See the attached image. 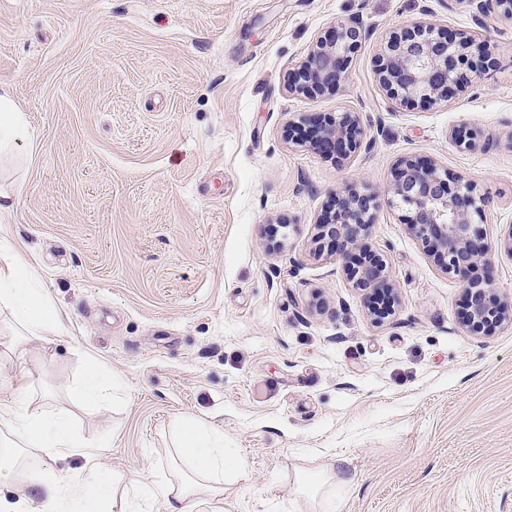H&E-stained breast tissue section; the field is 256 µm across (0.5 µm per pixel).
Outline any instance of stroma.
<instances>
[{
	"instance_id": "stroma-1",
	"label": "stroma",
	"mask_w": 512,
	"mask_h": 512,
	"mask_svg": "<svg viewBox=\"0 0 512 512\" xmlns=\"http://www.w3.org/2000/svg\"><path fill=\"white\" fill-rule=\"evenodd\" d=\"M433 14L483 30L495 63L447 105L391 99L389 36ZM370 36L335 92L288 91L317 37ZM28 134L0 149L8 222L63 336L0 359L107 441L97 462L149 478L166 512L173 422L201 419L245 463L226 512H309L299 472L335 474L332 512H512V325L464 327L463 285L384 206L367 244L397 296L374 322L316 223L345 186L385 195L404 156L485 195L490 276L512 302V22L467 0H0V83ZM361 113L367 150L335 162L288 138L304 114ZM476 131L458 148L450 125ZM120 380L80 407L89 361Z\"/></svg>"
}]
</instances>
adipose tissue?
Returning <instances> with one entry per match:
<instances>
[{
	"label": "adipose tissue",
	"instance_id": "obj_1",
	"mask_svg": "<svg viewBox=\"0 0 512 512\" xmlns=\"http://www.w3.org/2000/svg\"><path fill=\"white\" fill-rule=\"evenodd\" d=\"M0 310L8 311L25 341L53 342L64 332L60 311L49 300L38 277L0 225ZM180 467L162 488L166 512H224V475L241 470L238 458L224 450V434L192 417L173 425ZM81 457L75 477L57 475L56 463ZM21 481L22 492L0 493V512H131L129 484L96 462L94 443L82 440L64 411H49L31 396L0 401V486Z\"/></svg>",
	"mask_w": 512,
	"mask_h": 512
}]
</instances>
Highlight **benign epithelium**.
I'll return each mask as SVG.
<instances>
[{"label":"benign epithelium","instance_id":"1","mask_svg":"<svg viewBox=\"0 0 512 512\" xmlns=\"http://www.w3.org/2000/svg\"><path fill=\"white\" fill-rule=\"evenodd\" d=\"M479 13L495 11L512 20V0H466ZM369 36L357 17L338 23L331 41L316 40L308 59L288 77V91L297 94L331 93L345 81L347 62ZM484 47L477 35L452 38L432 24H420L386 45L378 65L381 88L394 99L435 105L473 83L472 61ZM309 147L341 162L356 153L364 129L357 112H340L333 118L303 115ZM458 147L477 145L473 131L449 130ZM387 204L406 212L410 232L431 248L446 271L463 283L465 319L476 328L512 323V304L502 302L487 275L488 248L476 220L482 218L486 199L476 186L442 170L433 160L401 158L388 189ZM378 198L353 187L331 196L318 239L335 245L336 256L349 271L356 288L365 292L371 311L382 316L394 306L383 254L365 245L376 221Z\"/></svg>","mask_w":512,"mask_h":512}]
</instances>
